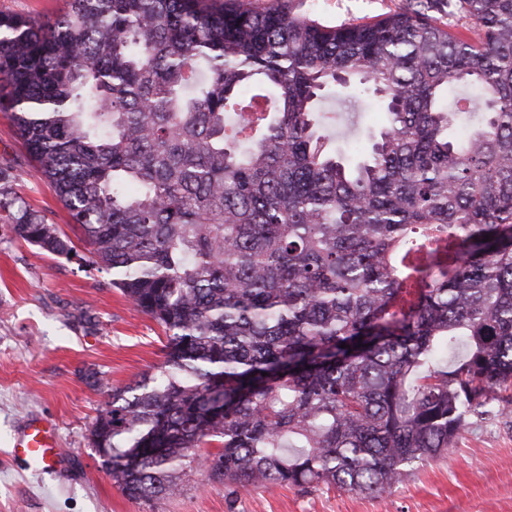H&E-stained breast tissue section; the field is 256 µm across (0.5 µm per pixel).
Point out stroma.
<instances>
[{
  "instance_id": "obj_1",
  "label": "stroma",
  "mask_w": 512,
  "mask_h": 512,
  "mask_svg": "<svg viewBox=\"0 0 512 512\" xmlns=\"http://www.w3.org/2000/svg\"><path fill=\"white\" fill-rule=\"evenodd\" d=\"M404 0H294L328 26L399 11ZM330 146L374 131L359 103L327 100ZM0 170L29 207L55 224L77 252L48 254L0 222V512H512V403L469 425L447 454L384 495L323 489L237 490L196 474L181 495L149 506L125 497L101 465L90 429L109 393L157 373L162 326L113 288L109 273L78 265L79 225L36 170L18 130L0 114ZM57 429L63 460L38 471L11 455L23 421Z\"/></svg>"
}]
</instances>
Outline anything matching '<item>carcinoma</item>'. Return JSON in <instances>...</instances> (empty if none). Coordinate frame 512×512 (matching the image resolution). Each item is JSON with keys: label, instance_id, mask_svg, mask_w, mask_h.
<instances>
[{"label": "carcinoma", "instance_id": "1", "mask_svg": "<svg viewBox=\"0 0 512 512\" xmlns=\"http://www.w3.org/2000/svg\"><path fill=\"white\" fill-rule=\"evenodd\" d=\"M334 92L381 114L345 154L327 145ZM0 112L86 262L168 335L159 372L91 427L128 498L196 472L382 495L509 400L512 0L340 26L289 0L0 14ZM0 214L73 252L1 172Z\"/></svg>", "mask_w": 512, "mask_h": 512}]
</instances>
